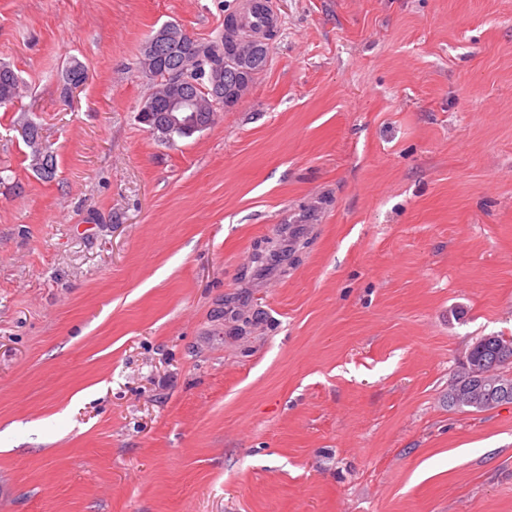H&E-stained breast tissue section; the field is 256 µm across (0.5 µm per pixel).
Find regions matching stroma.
I'll list each match as a JSON object with an SVG mask.
<instances>
[{"label": "stroma", "instance_id": "obj_1", "mask_svg": "<svg viewBox=\"0 0 512 512\" xmlns=\"http://www.w3.org/2000/svg\"><path fill=\"white\" fill-rule=\"evenodd\" d=\"M240 3L0 0V512H512V403L448 404L512 337V0H277L162 141L146 36ZM18 89V76L8 66H0V107L13 104ZM26 127L28 128L25 133V139L26 143L31 148L32 166L41 174V176L50 179L55 173V159L53 155L49 153L48 169L46 170H43L40 165L35 163V158L41 149V137L39 136V129L36 125L29 123ZM487 346L477 341L468 352L466 360L469 366L489 371L512 362V339L504 336H492Z\"/></svg>", "mask_w": 512, "mask_h": 512}]
</instances>
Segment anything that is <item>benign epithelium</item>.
Here are the masks:
<instances>
[{
	"instance_id": "benign-epithelium-1",
	"label": "benign epithelium",
	"mask_w": 512,
	"mask_h": 512,
	"mask_svg": "<svg viewBox=\"0 0 512 512\" xmlns=\"http://www.w3.org/2000/svg\"><path fill=\"white\" fill-rule=\"evenodd\" d=\"M177 39L195 42L188 33L176 35L173 25L165 24L152 33L144 48L155 59L163 60L170 53L173 41ZM224 44L230 58L229 67L225 72L220 71L207 76V81L214 104L226 109L235 106L241 100L256 74L265 68L268 50L264 41L260 39L239 38L236 23L230 17L224 20ZM165 112L164 121L175 128L194 132L206 127L197 116L195 94L191 92L190 85L180 79L172 81L169 86ZM459 376L461 384L453 394L456 403L475 405L490 393L501 400L512 398V388L499 378L489 380L486 372L466 367L461 370Z\"/></svg>"
}]
</instances>
